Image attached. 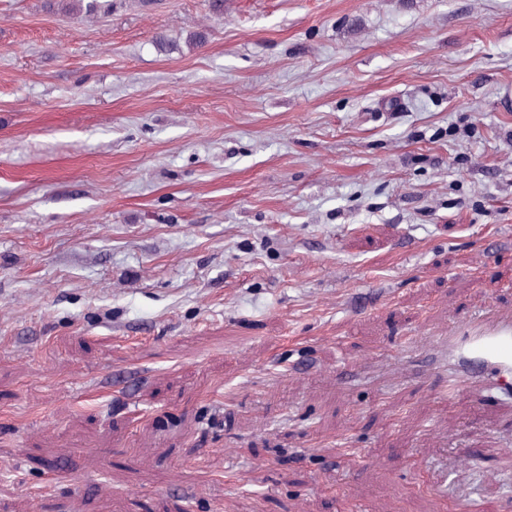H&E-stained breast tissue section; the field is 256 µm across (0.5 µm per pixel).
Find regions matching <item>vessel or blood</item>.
<instances>
[{
    "mask_svg": "<svg viewBox=\"0 0 512 512\" xmlns=\"http://www.w3.org/2000/svg\"><path fill=\"white\" fill-rule=\"evenodd\" d=\"M448 392H477L489 379L512 391V314L461 317L448 327Z\"/></svg>",
    "mask_w": 512,
    "mask_h": 512,
    "instance_id": "1",
    "label": "vessel or blood"
}]
</instances>
